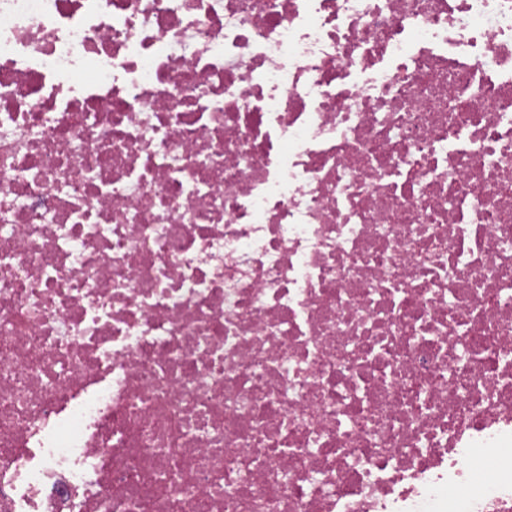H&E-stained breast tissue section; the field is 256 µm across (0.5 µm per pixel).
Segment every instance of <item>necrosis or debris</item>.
Segmentation results:
<instances>
[{"label": "necrosis or debris", "mask_w": 512, "mask_h": 512, "mask_svg": "<svg viewBox=\"0 0 512 512\" xmlns=\"http://www.w3.org/2000/svg\"><path fill=\"white\" fill-rule=\"evenodd\" d=\"M0 512H512V0H0Z\"/></svg>", "instance_id": "4bbe7bcc"}]
</instances>
